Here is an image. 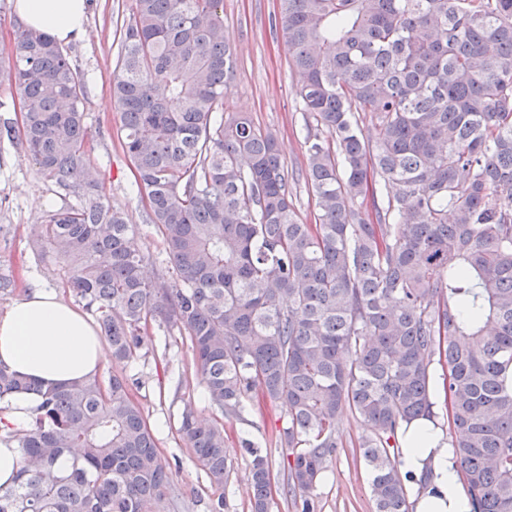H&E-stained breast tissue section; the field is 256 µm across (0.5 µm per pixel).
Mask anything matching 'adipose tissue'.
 Returning <instances> with one entry per match:
<instances>
[{
    "label": "adipose tissue",
    "mask_w": 512,
    "mask_h": 512,
    "mask_svg": "<svg viewBox=\"0 0 512 512\" xmlns=\"http://www.w3.org/2000/svg\"><path fill=\"white\" fill-rule=\"evenodd\" d=\"M28 29L66 42L83 31L86 0H15ZM108 348L90 319L76 306L39 284L0 312V367L56 387L98 373ZM441 409L411 422L402 438L400 466L414 512H470V496L446 436Z\"/></svg>",
    "instance_id": "obj_1"
}]
</instances>
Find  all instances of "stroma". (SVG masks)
<instances>
[{"mask_svg":"<svg viewBox=\"0 0 512 512\" xmlns=\"http://www.w3.org/2000/svg\"><path fill=\"white\" fill-rule=\"evenodd\" d=\"M87 4L84 34L65 43L64 49L72 67L84 78L86 125L107 200L123 210L134 227L133 243L149 254L145 273L153 279L165 269L164 246L145 222V193L136 186L133 168L121 146L119 112L109 83L119 50V30L131 19L132 2L87 0ZM276 9V0H224V32L237 57L224 106L227 111L248 115L255 126L277 138L284 165L294 178L296 211L302 222L309 224L314 202L305 171L306 116L300 110L288 49L270 27ZM72 200V195L46 178L21 151L9 142L0 143V267L13 270L20 287L37 282L56 289L52 272L38 266L28 240L33 225L41 223L47 209ZM120 371L141 382L134 397L156 427L158 446L171 464L170 495L179 512H249V457L241 446L245 439L268 455L274 475L283 478L286 452L278 434L287 427L288 414L282 405L253 401L247 403L240 418L226 423L231 474L223 491L210 486L177 432L185 406H192L205 418L216 414L178 331L151 324L135 364L123 368L108 362L100 373L106 376ZM369 433L351 412L341 413L336 455L313 491L318 512H376L368 490V469L358 448Z\"/></svg>","mask_w":512,"mask_h":512,"instance_id":"obj_1","label":"stroma"}]
</instances>
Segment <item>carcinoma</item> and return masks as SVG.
<instances>
[{
	"instance_id": "1",
	"label": "carcinoma",
	"mask_w": 512,
	"mask_h": 512,
	"mask_svg": "<svg viewBox=\"0 0 512 512\" xmlns=\"http://www.w3.org/2000/svg\"><path fill=\"white\" fill-rule=\"evenodd\" d=\"M109 81L123 149L169 266L155 281L89 156L84 88L50 35L8 51L21 124L0 122L76 203L45 212L30 247L112 349L140 357L158 319L189 342L227 419L253 392L288 413L285 495L312 491L339 413L376 512H409L398 435L433 414V366L471 512H512V0H277L305 139L313 224L301 222L277 141L224 110L236 58L224 0H132ZM371 113L375 135L356 113ZM372 199V208L355 206ZM114 374L43 388L0 368V401L41 402L0 439L23 460L0 512H170L172 471ZM179 433L210 484L229 478L226 431L185 407ZM251 512H270L272 465L245 439ZM78 449L69 469L58 460Z\"/></svg>"
}]
</instances>
